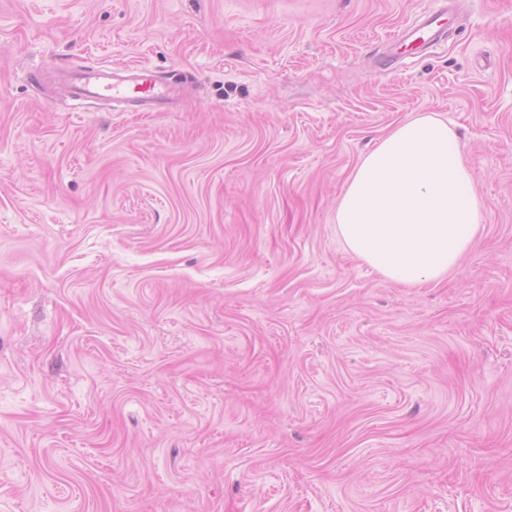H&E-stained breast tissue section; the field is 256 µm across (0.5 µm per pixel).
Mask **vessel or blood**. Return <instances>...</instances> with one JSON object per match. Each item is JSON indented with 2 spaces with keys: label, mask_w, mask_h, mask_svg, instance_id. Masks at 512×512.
<instances>
[{
  "label": "vessel or blood",
  "mask_w": 512,
  "mask_h": 512,
  "mask_svg": "<svg viewBox=\"0 0 512 512\" xmlns=\"http://www.w3.org/2000/svg\"><path fill=\"white\" fill-rule=\"evenodd\" d=\"M446 33L445 19L436 9L420 15L402 32L400 40L404 47L421 51L438 44ZM59 80L75 101L109 98L137 102L156 112L170 110L181 93L179 85L159 82L153 69L145 65L84 66L63 71Z\"/></svg>",
  "instance_id": "1"
}]
</instances>
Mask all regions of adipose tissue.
Instances as JSON below:
<instances>
[{
  "label": "adipose tissue",
  "mask_w": 512,
  "mask_h": 512,
  "mask_svg": "<svg viewBox=\"0 0 512 512\" xmlns=\"http://www.w3.org/2000/svg\"><path fill=\"white\" fill-rule=\"evenodd\" d=\"M348 249L410 288L438 281L481 234L474 176L447 122L421 114L363 156L336 209Z\"/></svg>",
  "instance_id": "1"
}]
</instances>
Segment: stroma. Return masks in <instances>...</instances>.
<instances>
[{
  "label": "stroma",
  "mask_w": 512,
  "mask_h": 512,
  "mask_svg": "<svg viewBox=\"0 0 512 512\" xmlns=\"http://www.w3.org/2000/svg\"><path fill=\"white\" fill-rule=\"evenodd\" d=\"M440 2L0 0V512H512V0L391 57ZM101 62L195 83L67 97ZM424 112L484 231L407 288L335 215ZM59 80L74 101L109 98L137 102L156 112L169 111L181 93L179 85L159 82L153 69L146 65L84 66L63 71Z\"/></svg>",
  "instance_id": "obj_1"
}]
</instances>
